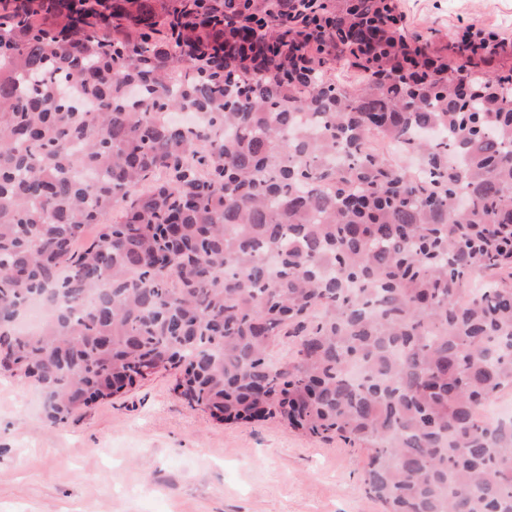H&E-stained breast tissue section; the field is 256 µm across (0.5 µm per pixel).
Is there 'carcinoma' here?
I'll return each mask as SVG.
<instances>
[{
    "mask_svg": "<svg viewBox=\"0 0 512 512\" xmlns=\"http://www.w3.org/2000/svg\"><path fill=\"white\" fill-rule=\"evenodd\" d=\"M451 41L392 0H0V369L58 425L177 368L361 445L384 512H512V66L474 72L512 52Z\"/></svg>",
    "mask_w": 512,
    "mask_h": 512,
    "instance_id": "obj_1",
    "label": "carcinoma"
}]
</instances>
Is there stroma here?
<instances>
[{
  "label": "stroma",
  "mask_w": 512,
  "mask_h": 512,
  "mask_svg": "<svg viewBox=\"0 0 512 512\" xmlns=\"http://www.w3.org/2000/svg\"><path fill=\"white\" fill-rule=\"evenodd\" d=\"M409 37L474 23L512 44V0H395ZM175 371L56 426L37 385L0 374V512H382L364 451L275 419L218 424Z\"/></svg>",
  "instance_id": "stroma-1"
}]
</instances>
